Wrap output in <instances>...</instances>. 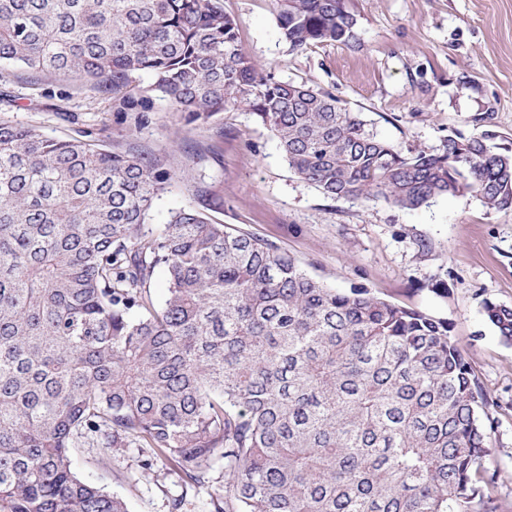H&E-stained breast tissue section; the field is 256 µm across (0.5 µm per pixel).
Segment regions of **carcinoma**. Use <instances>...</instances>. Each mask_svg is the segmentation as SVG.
Instances as JSON below:
<instances>
[{"instance_id": "1", "label": "carcinoma", "mask_w": 512, "mask_h": 512, "mask_svg": "<svg viewBox=\"0 0 512 512\" xmlns=\"http://www.w3.org/2000/svg\"><path fill=\"white\" fill-rule=\"evenodd\" d=\"M289 50L346 42L348 0H275ZM96 82L138 72L187 121L246 105L322 194L512 209V148L486 131L403 153L302 82L264 77L219 0H0V62ZM164 158L0 122V512H129L71 449L145 448L214 512H505L490 417L448 322L338 291L197 210L145 230ZM165 271L167 295L149 282ZM512 342V307L484 301Z\"/></svg>"}]
</instances>
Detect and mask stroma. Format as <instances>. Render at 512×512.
I'll return each instance as SVG.
<instances>
[{"instance_id":"35a3bbf8","label":"stroma","mask_w":512,"mask_h":512,"mask_svg":"<svg viewBox=\"0 0 512 512\" xmlns=\"http://www.w3.org/2000/svg\"><path fill=\"white\" fill-rule=\"evenodd\" d=\"M265 75L309 82L360 113L400 151L441 149L448 137L490 130L512 143V0H349V43L290 51L273 0H221ZM148 74L106 94L90 81L34 76L0 65V121L60 139H91L167 158L171 180L146 224L195 209L267 240L331 288L364 287L448 320L495 418L494 495L512 501V343H502L484 301L512 306V210L473 195L415 210L382 200L323 195L294 174L271 131L238 105L194 123L151 90ZM224 204L210 205L211 194ZM136 448L73 449L76 474L123 498L130 512H208L224 490L216 462L203 486Z\"/></svg>"}]
</instances>
